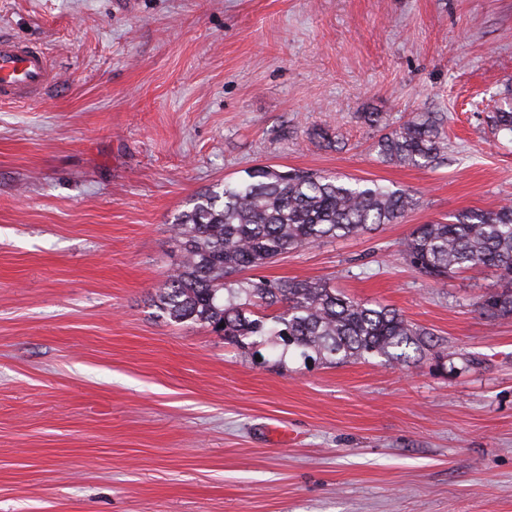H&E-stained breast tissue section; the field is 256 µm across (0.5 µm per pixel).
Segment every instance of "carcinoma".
I'll list each match as a JSON object with an SVG mask.
<instances>
[{
    "label": "carcinoma",
    "instance_id": "obj_1",
    "mask_svg": "<svg viewBox=\"0 0 512 512\" xmlns=\"http://www.w3.org/2000/svg\"><path fill=\"white\" fill-rule=\"evenodd\" d=\"M379 132L373 143L389 164L426 166L444 149L439 124L415 115L390 129L378 112L363 115ZM512 136V104L490 116ZM413 195L374 181L255 167L238 183L198 194L175 224L183 259L155 294L154 306L178 325H207L224 340L261 344L276 339L304 362L338 365L377 357L408 363L432 347L433 334L379 303L348 297L321 280L247 277L245 272L327 238L348 237L398 222ZM405 261L442 282L484 267L512 277V204L473 209L452 220L417 226L404 242ZM480 313L512 314V290L477 302Z\"/></svg>",
    "mask_w": 512,
    "mask_h": 512
}]
</instances>
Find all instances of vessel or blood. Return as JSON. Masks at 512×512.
Here are the masks:
<instances>
[{
    "instance_id": "vessel-or-blood-1",
    "label": "vessel or blood",
    "mask_w": 512,
    "mask_h": 512,
    "mask_svg": "<svg viewBox=\"0 0 512 512\" xmlns=\"http://www.w3.org/2000/svg\"><path fill=\"white\" fill-rule=\"evenodd\" d=\"M51 80L52 65L41 49L0 33L1 101L39 95Z\"/></svg>"
}]
</instances>
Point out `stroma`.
Masks as SVG:
<instances>
[{
  "label": "stroma",
  "instance_id": "stroma-1",
  "mask_svg": "<svg viewBox=\"0 0 512 512\" xmlns=\"http://www.w3.org/2000/svg\"><path fill=\"white\" fill-rule=\"evenodd\" d=\"M57 79L0 103V512H512V282L436 283L421 224L512 201V0H0ZM435 112L432 166L376 131ZM268 165L410 190L414 210L261 268L388 304L439 339L318 368L169 323L192 199ZM481 314L495 317L512 314V290H506L500 294H494L477 302Z\"/></svg>",
  "mask_w": 512,
  "mask_h": 512
}]
</instances>
